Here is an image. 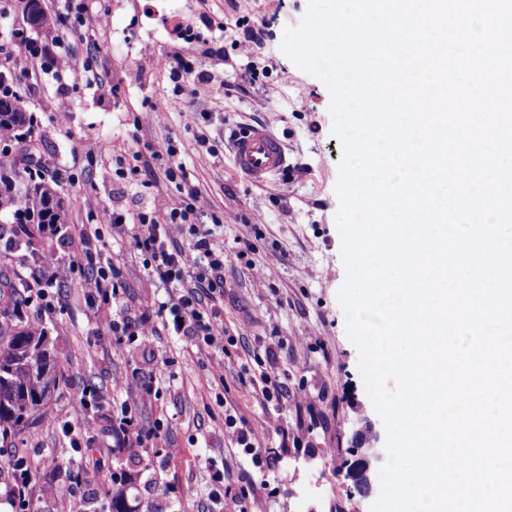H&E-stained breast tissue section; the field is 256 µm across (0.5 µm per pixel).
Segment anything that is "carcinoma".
Wrapping results in <instances>:
<instances>
[{"instance_id":"carcinoma-1","label":"carcinoma","mask_w":512,"mask_h":512,"mask_svg":"<svg viewBox=\"0 0 512 512\" xmlns=\"http://www.w3.org/2000/svg\"><path fill=\"white\" fill-rule=\"evenodd\" d=\"M27 20L33 27L46 23L39 0H27ZM33 119L27 115L22 100L16 96L0 98V130L26 135L32 133ZM32 167H18L16 160L0 159V212L13 214L15 223H29L37 215L38 223L57 228L68 223V212L57 196L58 181H42L32 186ZM13 333L0 331V434L20 433L27 428L55 387L51 373L53 361L47 331L28 323V317L12 313Z\"/></svg>"}]
</instances>
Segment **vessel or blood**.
<instances>
[{
    "label": "vessel or blood",
    "mask_w": 512,
    "mask_h": 512,
    "mask_svg": "<svg viewBox=\"0 0 512 512\" xmlns=\"http://www.w3.org/2000/svg\"><path fill=\"white\" fill-rule=\"evenodd\" d=\"M237 169L253 184L265 186L288 170V150L267 126L251 125L233 138Z\"/></svg>",
    "instance_id": "1"
}]
</instances>
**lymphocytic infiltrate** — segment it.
<instances>
[{"label": "lymphocytic infiltrate", "instance_id": "lymphocytic-infiltrate-1", "mask_svg": "<svg viewBox=\"0 0 512 512\" xmlns=\"http://www.w3.org/2000/svg\"><path fill=\"white\" fill-rule=\"evenodd\" d=\"M81 35L80 28L71 26L51 40L37 44L29 42L24 30H12L17 48L11 51L0 47V68L26 79H39L48 70L58 80H87V69L77 66L69 51L71 40ZM112 222L130 225V246L144 255L155 286L167 294L157 308L145 310L139 318L121 316L113 320L116 342L137 340L146 326L157 320L171 333L195 341L197 348H223L227 330L207 301L224 288V248L215 243L213 228L202 224L196 207L186 202L158 203L133 214L113 213ZM183 231L190 238L184 247L176 240L177 233ZM98 235L97 225L86 224L78 237L70 240V268L79 273V286L87 300L109 304L119 299L123 286L111 262L88 250L90 240ZM57 281L54 257L40 256L34 271L19 283L21 296L14 302L15 309L33 306L41 314L54 312L53 290ZM225 425L237 447L249 456L250 469L233 479L225 470L212 468L208 499L214 505L225 498L242 501L256 495L255 475L271 472L280 461L275 449L258 448L257 434L246 421L230 414ZM0 473L7 476L5 495L14 512H31L32 491L40 482L38 470L29 468L25 458L16 452L0 451Z\"/></svg>", "mask_w": 512, "mask_h": 512}]
</instances>
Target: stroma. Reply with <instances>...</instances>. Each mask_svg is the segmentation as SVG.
I'll return each instance as SVG.
<instances>
[{"mask_svg": "<svg viewBox=\"0 0 512 512\" xmlns=\"http://www.w3.org/2000/svg\"><path fill=\"white\" fill-rule=\"evenodd\" d=\"M100 3L106 28H99L96 13L86 14L87 36L71 45L75 62L89 66L95 82L67 88L49 77L9 83L34 119L38 155L47 169L63 170L60 196L69 222L50 253L68 264L67 238L92 221L101 232L92 250L111 259L124 284L117 303L92 308L66 280L54 313L29 314L54 339L57 384L29 427L0 444L26 450L39 465L43 487L34 493L36 512H105L111 476L121 472L131 478L126 499L133 512H200L210 484L205 460L233 475L248 467L225 429L228 409L246 419L264 446L273 443L269 420L288 426V448L268 476L276 492L260 500L256 512H328L309 490L315 477L336 487L329 512H371L374 496L353 492L347 475L357 458L354 432L363 418L378 437L386 431L364 390L337 301L346 277L335 219L343 148L332 133L326 85L279 48L307 0H239L235 10L226 0ZM248 29L255 38L245 39ZM178 53L208 79L189 81L182 106L174 109L177 87L168 72L142 66L141 59ZM247 68L258 81L237 90V77ZM64 100L70 114L63 123L58 112ZM261 122L287 145L290 163L286 182L268 187L253 186L235 171L229 144L233 132ZM199 136L206 144L186 166L200 189L196 206L203 223L214 226L216 242L229 250L248 236L249 225L265 229L256 243L260 271L241 263L224 268L217 310L237 339L234 354L200 351L185 337L150 327L136 342L115 345V313L139 316L164 292L153 285L140 253L128 246L129 227L113 224L112 214L186 197L166 180L146 185L132 176V156L169 139ZM106 142L110 152L100 153ZM270 344L288 397L264 405L250 386L261 371L250 352ZM219 373L220 384L214 381ZM146 384L152 388L148 396ZM90 390L107 401L105 408L85 411L92 448L112 459L108 475L90 466L75 475L46 458L64 446L61 424L82 408V395ZM124 403L136 407L140 425L159 427L156 447L111 452L109 415Z\"/></svg>", "mask_w": 512, "mask_h": 512, "instance_id": "35a3bbf8", "label": "stroma"}]
</instances>
